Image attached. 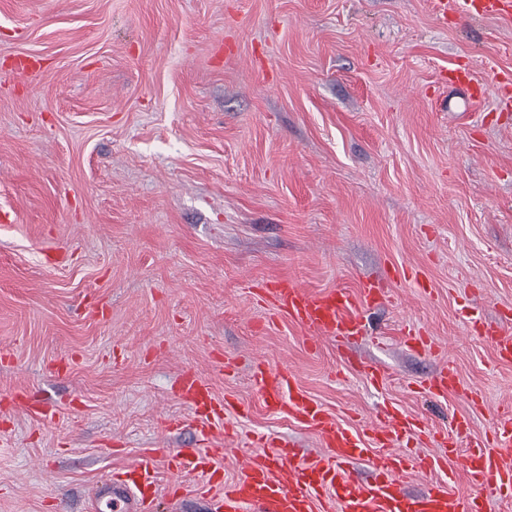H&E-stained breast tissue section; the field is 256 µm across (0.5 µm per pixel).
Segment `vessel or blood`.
Here are the masks:
<instances>
[{"label":"vessel or blood","mask_w":512,"mask_h":512,"mask_svg":"<svg viewBox=\"0 0 512 512\" xmlns=\"http://www.w3.org/2000/svg\"><path fill=\"white\" fill-rule=\"evenodd\" d=\"M461 13L477 18L487 14L512 20V0H458ZM451 84L469 88L471 105H479L489 88L506 89L512 79L497 75L491 85L473 86L469 70L449 71ZM264 296L279 315L318 336L349 340L364 335L361 309L381 303L384 288L362 282L357 290L344 288L310 292L298 282L282 279L267 283ZM253 381L264 407L282 419L319 437L324 453L301 456L290 443L261 434L255 449L243 455L239 473L225 481L217 462L224 456V441L230 436L227 413L244 416L243 406L217 399L209 384L185 375L179 398L191 410L201 435L197 448H180L167 458L172 474L197 473L214 491L216 512H496L501 496H512V414L496 417L492 438L460 441L469 422L459 418L456 435L434 432L435 453L412 456L408 446L422 430L421 422L389 407L383 416L363 430L340 424L335 416L298 384L293 371L258 364ZM425 393L443 397H469L468 388L453 368H445L423 386ZM154 450H146L125 479L107 480L98 487L93 512L112 507L113 512H149L156 485ZM366 461L372 474L363 481L349 470L351 463ZM461 461L470 491L460 495L449 481L434 482L427 493L409 497L401 491L407 467L423 472L447 471Z\"/></svg>","instance_id":"b4317fda"}]
</instances>
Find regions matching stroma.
Listing matches in <instances>:
<instances>
[{"label": "stroma", "mask_w": 512, "mask_h": 512, "mask_svg": "<svg viewBox=\"0 0 512 512\" xmlns=\"http://www.w3.org/2000/svg\"><path fill=\"white\" fill-rule=\"evenodd\" d=\"M455 67L512 74V24L439 0H0V512H91L144 449L192 447L189 372L251 407L226 417L228 481L254 433L322 450L264 408L259 362L354 429L396 406L489 435L512 363L472 325L512 332V104L461 112ZM286 277L387 297L344 349L252 288ZM447 366L470 399L419 392ZM172 480L156 512H211Z\"/></svg>", "instance_id": "obj_1"}]
</instances>
